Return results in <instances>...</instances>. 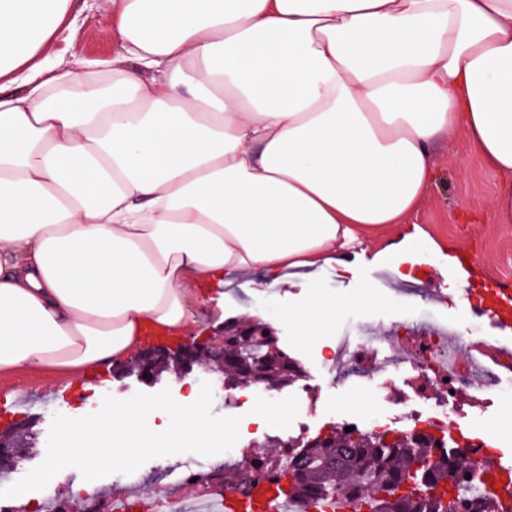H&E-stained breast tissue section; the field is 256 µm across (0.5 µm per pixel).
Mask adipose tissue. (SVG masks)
I'll list each match as a JSON object with an SVG mask.
<instances>
[{"label":"adipose tissue","instance_id":"ef3b65f1","mask_svg":"<svg viewBox=\"0 0 512 512\" xmlns=\"http://www.w3.org/2000/svg\"><path fill=\"white\" fill-rule=\"evenodd\" d=\"M69 0H0V376L75 382L183 330L190 285L409 224L432 147L512 175V0H112V58L45 64Z\"/></svg>","mask_w":512,"mask_h":512}]
</instances>
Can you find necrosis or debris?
<instances>
[{
	"label": "necrosis or debris",
	"instance_id": "1",
	"mask_svg": "<svg viewBox=\"0 0 512 512\" xmlns=\"http://www.w3.org/2000/svg\"><path fill=\"white\" fill-rule=\"evenodd\" d=\"M409 354L393 363L382 358L370 360L371 342L364 327L347 330L337 338L327 361L333 382L359 384L405 372L422 402L420 410L404 415L407 423H428L447 433L448 422L460 413V395L484 401L487 395H504L507 373L512 366L497 361L496 345L478 333L462 335L458 326L417 324L409 338ZM192 486L198 499V512H220L221 500L229 488L221 470L202 461L186 463L177 475L160 471L151 512H184L185 501L171 492L170 482Z\"/></svg>",
	"mask_w": 512,
	"mask_h": 512
}]
</instances>
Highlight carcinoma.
Listing matches in <instances>:
<instances>
[{"label":"carcinoma","mask_w":512,"mask_h":512,"mask_svg":"<svg viewBox=\"0 0 512 512\" xmlns=\"http://www.w3.org/2000/svg\"><path fill=\"white\" fill-rule=\"evenodd\" d=\"M240 324L224 326V344L236 355L224 360V384L236 390L264 378L280 383L299 380L291 372L292 358L276 336H243ZM355 435L350 440L349 435ZM342 432L310 447H300L286 458L278 446L266 452L272 477L253 476L235 470V484L252 487L266 482L285 500L309 499L315 506L325 500L356 493L364 512H456L455 504L481 499L485 512H501L486 480L488 469L462 481L458 473L469 469L462 454L454 452L451 436L437 439L429 433L399 431L391 444L387 433L365 435Z\"/></svg>","instance_id":"carcinoma-1"}]
</instances>
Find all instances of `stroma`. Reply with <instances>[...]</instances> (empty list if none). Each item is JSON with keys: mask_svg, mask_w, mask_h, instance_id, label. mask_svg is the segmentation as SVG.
<instances>
[{"mask_svg": "<svg viewBox=\"0 0 512 512\" xmlns=\"http://www.w3.org/2000/svg\"><path fill=\"white\" fill-rule=\"evenodd\" d=\"M67 22L65 38L51 40L41 50L42 58L48 63L67 65L75 51L89 61L108 59L117 50L118 42L112 31V0H71ZM433 156L436 178L413 217L427 237L417 242L415 248L425 251L435 241L442 250L432 254L430 264L418 265L422 289L435 295L447 294L451 289L448 260L458 254L475 258L480 280L495 279L512 289V224L499 223L494 213V200L504 182L503 176L488 169L460 133L437 143ZM401 234L402 229L397 225L385 226L370 234L363 246L345 254V263L350 266L346 272L332 262L294 271L288 283L280 286L271 284L255 271L221 289L212 283L205 284V293L223 295L224 305L206 310L190 305L188 335H203L240 320L242 310L246 309L276 330L281 346L307 372L302 384L289 386L279 397L288 411V427L284 430L255 423L257 400L247 399L236 390L228 396L214 391L213 414L240 417V428L248 445L261 450L283 435H297L298 424L303 420L309 425L307 436L311 439L341 429L347 419L385 429L397 428L395 410L388 403L383 386L375 383L362 389L330 386L324 357L335 336L352 325L371 324L375 329L376 351L389 352L393 349L394 328L415 319L426 320L428 309L424 304H416L413 314H405L391 289L373 285L380 270L373 262L374 253L384 246L399 243ZM315 293L340 298L343 305L336 310L325 332L303 335L288 315L305 312L310 296ZM151 391V386L136 377L116 378L108 370L90 372L85 381L71 386L23 370L0 377V419L31 421L44 440L55 414L81 418L98 412L104 396L126 400L135 393ZM20 392L31 399V406L14 409L4 405V398L15 397ZM511 413L512 398L494 396L477 414L459 416L456 422L460 427L476 430L492 426L487 442L512 447V429L503 427ZM182 459L179 453L151 459L139 468L138 481L131 483L112 475L89 481L77 468L68 467L58 473L53 486L67 495L78 486L112 495L130 494L145 510L160 468L176 465Z\"/></svg>", "mask_w": 512, "mask_h": 512, "instance_id": "stroma-1", "label": "stroma"}]
</instances>
